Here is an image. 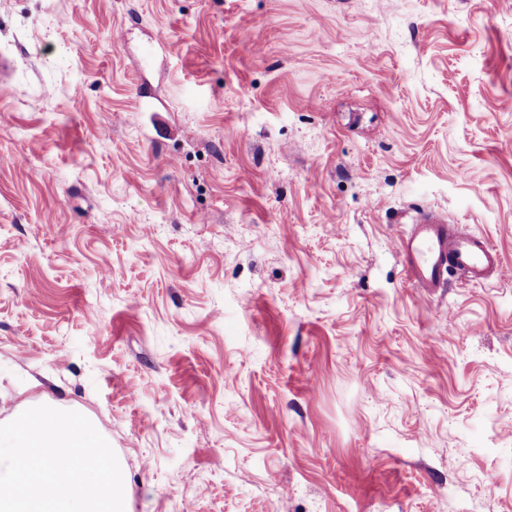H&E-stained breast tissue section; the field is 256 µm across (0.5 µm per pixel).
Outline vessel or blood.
I'll return each instance as SVG.
<instances>
[{
	"label": "vessel or blood",
	"instance_id": "1",
	"mask_svg": "<svg viewBox=\"0 0 512 512\" xmlns=\"http://www.w3.org/2000/svg\"><path fill=\"white\" fill-rule=\"evenodd\" d=\"M407 279L422 294L446 285L449 272L480 283L487 274L505 277L507 270L497 249L464 224H451L423 213L413 219L399 242Z\"/></svg>",
	"mask_w": 512,
	"mask_h": 512
}]
</instances>
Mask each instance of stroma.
<instances>
[{"label":"stroma","mask_w":512,"mask_h":512,"mask_svg":"<svg viewBox=\"0 0 512 512\" xmlns=\"http://www.w3.org/2000/svg\"><path fill=\"white\" fill-rule=\"evenodd\" d=\"M0 419L132 512H512V0H0ZM497 477L487 487L485 474ZM399 251L407 279L423 295L446 285L450 271L464 274L472 284L489 273L499 279L510 274L487 239L471 233L466 224H448L430 213L412 220L400 239Z\"/></svg>","instance_id":"stroma-1"}]
</instances>
